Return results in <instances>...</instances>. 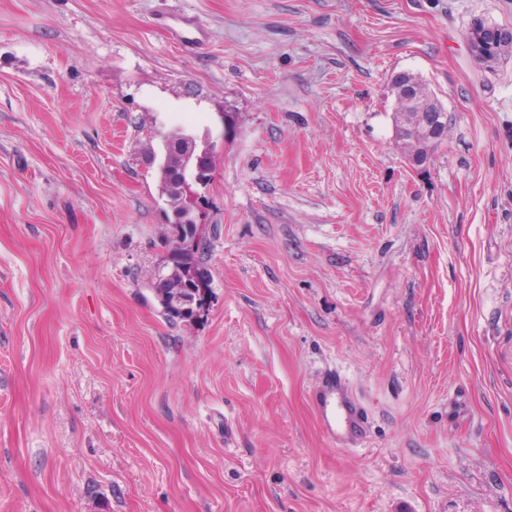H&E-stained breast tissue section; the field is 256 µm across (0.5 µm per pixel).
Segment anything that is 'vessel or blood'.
<instances>
[{
	"label": "vessel or blood",
	"instance_id": "obj_1",
	"mask_svg": "<svg viewBox=\"0 0 512 512\" xmlns=\"http://www.w3.org/2000/svg\"><path fill=\"white\" fill-rule=\"evenodd\" d=\"M170 32L175 40L185 44L205 40L203 29L181 17L175 18ZM312 402L319 423L332 443L340 448L364 444L369 432L368 418L343 377L324 374L313 392Z\"/></svg>",
	"mask_w": 512,
	"mask_h": 512
}]
</instances>
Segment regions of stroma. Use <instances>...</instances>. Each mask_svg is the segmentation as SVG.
Returning a JSON list of instances; mask_svg holds the SVG:
<instances>
[{"label": "stroma", "instance_id": "1", "mask_svg": "<svg viewBox=\"0 0 512 512\" xmlns=\"http://www.w3.org/2000/svg\"><path fill=\"white\" fill-rule=\"evenodd\" d=\"M477 21L512 0H0V512H512V53ZM401 72L448 114L423 168ZM178 129L216 163L197 321L152 291ZM174 25L170 27L172 37L182 43L200 44L205 40L203 29L193 25L189 20L181 17L173 19ZM471 34L474 35L473 38L469 35L474 50L485 59H489V55L500 56L508 50L512 52V29L507 32L495 26L478 24L473 27ZM312 402L320 426L336 447L364 444L369 432L368 418L343 377L324 374L313 392Z\"/></svg>", "mask_w": 512, "mask_h": 512}]
</instances>
